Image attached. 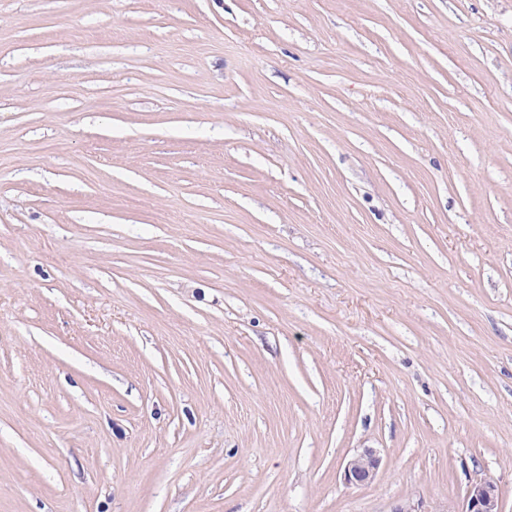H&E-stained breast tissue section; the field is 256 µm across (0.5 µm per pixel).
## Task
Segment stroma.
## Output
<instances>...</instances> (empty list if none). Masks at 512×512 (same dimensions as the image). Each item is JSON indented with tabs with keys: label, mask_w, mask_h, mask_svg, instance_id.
<instances>
[{
	"label": "stroma",
	"mask_w": 512,
	"mask_h": 512,
	"mask_svg": "<svg viewBox=\"0 0 512 512\" xmlns=\"http://www.w3.org/2000/svg\"><path fill=\"white\" fill-rule=\"evenodd\" d=\"M482 477L512 512V0H0V512ZM380 465L381 458L377 451L366 448L347 461L344 470L345 480L353 485L373 482L379 473Z\"/></svg>",
	"instance_id": "1"
}]
</instances>
